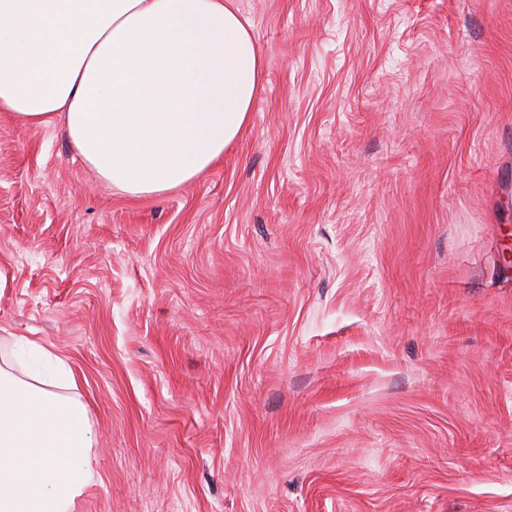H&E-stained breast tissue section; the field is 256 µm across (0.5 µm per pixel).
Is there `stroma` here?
<instances>
[{
	"label": "stroma",
	"instance_id": "35a3bbf8",
	"mask_svg": "<svg viewBox=\"0 0 512 512\" xmlns=\"http://www.w3.org/2000/svg\"><path fill=\"white\" fill-rule=\"evenodd\" d=\"M246 126L132 197L0 112V342L68 363L74 512H512V0H237Z\"/></svg>",
	"mask_w": 512,
	"mask_h": 512
}]
</instances>
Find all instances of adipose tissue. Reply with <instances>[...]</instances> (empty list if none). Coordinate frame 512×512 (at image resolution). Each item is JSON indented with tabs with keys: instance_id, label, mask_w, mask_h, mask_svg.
Segmentation results:
<instances>
[{
	"instance_id": "obj_1",
	"label": "adipose tissue",
	"mask_w": 512,
	"mask_h": 512,
	"mask_svg": "<svg viewBox=\"0 0 512 512\" xmlns=\"http://www.w3.org/2000/svg\"><path fill=\"white\" fill-rule=\"evenodd\" d=\"M263 62L236 0H0V112L62 120L131 196L195 179L248 121ZM0 357V512H74L95 433L67 363L39 341Z\"/></svg>"
}]
</instances>
